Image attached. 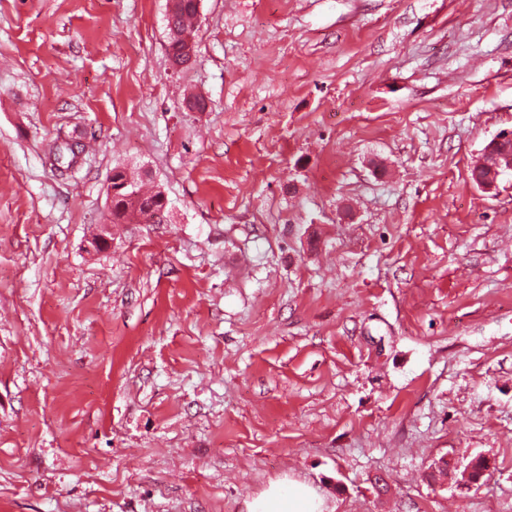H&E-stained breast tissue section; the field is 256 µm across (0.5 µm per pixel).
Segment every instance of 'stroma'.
Segmentation results:
<instances>
[{"label": "stroma", "mask_w": 512, "mask_h": 512, "mask_svg": "<svg viewBox=\"0 0 512 512\" xmlns=\"http://www.w3.org/2000/svg\"><path fill=\"white\" fill-rule=\"evenodd\" d=\"M166 4L0 0V512H512V0ZM174 9L169 17V24L178 32L194 33L195 21L199 12L200 0H173ZM505 145H510L512 149L511 140L502 142L496 147L499 154L493 152L494 144L493 146L488 145L473 167L472 178L483 192L491 193L495 191L503 172L505 170H512V158L509 157L505 160L500 155ZM112 224H164L167 221V200L161 191L146 192L142 183L122 171L112 174ZM320 500L305 483L275 482L248 504V512H322Z\"/></svg>", "instance_id": "1"}]
</instances>
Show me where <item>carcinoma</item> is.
<instances>
[{"label": "carcinoma", "instance_id": "1", "mask_svg": "<svg viewBox=\"0 0 512 512\" xmlns=\"http://www.w3.org/2000/svg\"><path fill=\"white\" fill-rule=\"evenodd\" d=\"M200 0H174L169 24L178 34L167 39V55L177 63L184 55L183 32H194ZM167 200L160 191L146 192L142 183L128 177L122 170L112 174V208L110 219L114 224H163L167 221Z\"/></svg>", "mask_w": 512, "mask_h": 512}]
</instances>
